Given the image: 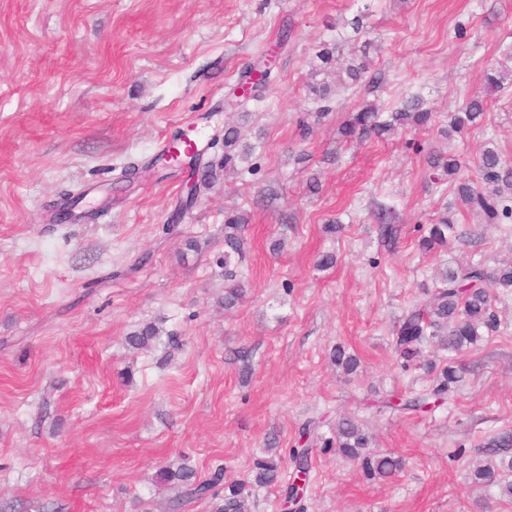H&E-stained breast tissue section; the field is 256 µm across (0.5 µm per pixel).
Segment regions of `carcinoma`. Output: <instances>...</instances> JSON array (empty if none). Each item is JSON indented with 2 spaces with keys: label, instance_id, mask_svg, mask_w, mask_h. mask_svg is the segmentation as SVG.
<instances>
[{
  "label": "carcinoma",
  "instance_id": "obj_1",
  "mask_svg": "<svg viewBox=\"0 0 512 512\" xmlns=\"http://www.w3.org/2000/svg\"><path fill=\"white\" fill-rule=\"evenodd\" d=\"M486 90L498 92L512 85V66L505 64L484 72ZM484 115L483 102L473 99L448 118L447 133H461L478 124ZM432 121V113L422 108L417 97H411L401 108L383 114L372 104L357 112L349 113L338 127V134L346 141H365L380 137L399 128L426 127ZM240 142L236 128L224 129V168H233L236 161L247 160L249 151L240 156L233 148ZM429 181L440 184L450 178L458 180L456 193L463 205L484 217L489 224L512 217V163L505 159L495 147L484 148L479 156L480 181L472 182L460 177L461 161L442 153L428 157ZM247 224L239 214L226 216L224 225V308L230 309L241 303L245 288L237 280V272L231 268L230 258L242 256L245 241L242 228ZM380 238L394 244L398 229L392 223L390 211L385 209L377 215ZM462 237L458 225L448 211H443L433 224L421 230L418 248L430 253L448 245L449 241ZM434 289L426 293V299L414 304L403 315L396 331V351L405 362L413 361L419 354V346L428 342L450 353H460L478 344L483 337L499 332L501 322L495 301L499 297L512 295V262L494 269L482 263L459 264L455 267L438 266L434 273ZM160 341V329L146 325L131 336L127 343L134 349H147ZM426 370L435 374L433 384L419 392L408 394L391 393L383 400L385 406L401 413H425L434 411L451 401L458 384L463 381L464 369L448 361L439 366L434 361L426 363ZM316 426L309 420L300 427V448L288 452V466L292 480L283 489V499L292 503L304 499L307 486L297 484L300 475H308L311 467V451L316 442ZM336 447L350 460H359L370 476L387 478L402 468V459L392 453L371 451L370 438L359 423L344 417L336 423ZM512 447V435L490 440L484 449L488 455H498ZM159 479L179 487L186 495L212 500L213 512H248L246 487L275 484L280 476V462L274 459L255 460L251 474L245 480L227 484L224 470L216 469L209 478L199 481L195 471L182 463L175 468L165 467L158 473ZM475 478L486 486H501L504 495L512 497V483L500 485L499 471L486 467L476 471Z\"/></svg>",
  "mask_w": 512,
  "mask_h": 512
}]
</instances>
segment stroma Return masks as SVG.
I'll list each match as a JSON object with an SVG mask.
<instances>
[{
  "instance_id": "stroma-1",
  "label": "stroma",
  "mask_w": 512,
  "mask_h": 512,
  "mask_svg": "<svg viewBox=\"0 0 512 512\" xmlns=\"http://www.w3.org/2000/svg\"><path fill=\"white\" fill-rule=\"evenodd\" d=\"M325 46L334 64L318 59ZM509 49L512 0H0V512H210L177 502L159 469L201 477L220 463L243 479L310 419L321 444L306 512H512L473 479L483 444L512 433V296L496 304L500 332L457 354L449 405L380 403L432 382L422 363L441 352L403 363L394 331L435 268L512 258V218L481 223L451 185L428 184L426 163L440 149L477 178L489 141L512 161V87L487 96L480 124L439 134ZM354 57L366 73L337 84L336 62ZM257 60L269 79L242 97ZM415 94L429 128L338 140L365 102L386 113ZM201 116L196 175L155 164L158 139ZM228 123L254 147L229 175ZM72 200L75 219L57 223ZM381 206L399 226L392 246ZM446 210L464 237L422 253L420 227ZM231 212L248 217V249L235 264L246 295L228 310ZM325 252L334 267H317ZM150 323L178 347L130 349ZM339 344L354 373L332 362ZM343 415L401 470L371 479L338 454Z\"/></svg>"
}]
</instances>
